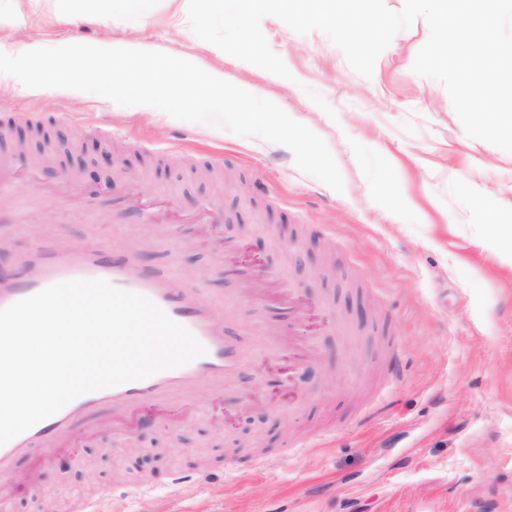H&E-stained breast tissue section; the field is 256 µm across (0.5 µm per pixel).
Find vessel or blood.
Segmentation results:
<instances>
[{
    "label": "vessel or blood",
    "mask_w": 512,
    "mask_h": 512,
    "mask_svg": "<svg viewBox=\"0 0 512 512\" xmlns=\"http://www.w3.org/2000/svg\"><path fill=\"white\" fill-rule=\"evenodd\" d=\"M73 279H104L117 288L147 297L186 327L204 346L206 353L186 366L84 394L54 416L0 446L1 488L13 478L14 464L19 457L36 445L47 453L63 447L86 415L103 408L122 414L136 412L152 403L190 401L202 385L223 390L244 362L241 351L215 322L217 311L224 306L223 300L173 287L166 277H139L130 256L108 257L106 247L100 244L88 243L54 251L34 271L19 280L0 282V308L55 283ZM302 322L301 310L296 305H289L282 320L264 330V343L283 347L286 336L295 335Z\"/></svg>",
    "instance_id": "b4317fda"
}]
</instances>
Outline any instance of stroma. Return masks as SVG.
Segmentation results:
<instances>
[{
	"mask_svg": "<svg viewBox=\"0 0 512 512\" xmlns=\"http://www.w3.org/2000/svg\"><path fill=\"white\" fill-rule=\"evenodd\" d=\"M187 8L148 0L135 16L126 0H0V52L109 38L188 53L322 137L344 190L258 137L0 82V163L13 186L0 277L40 247L143 248L149 276L230 299L224 327L251 351L224 391L146 408L125 434L101 411L70 449L32 448L0 512L87 495L103 512H512V267L484 240L485 224L512 225V213L480 205L512 202V153L470 138L445 87L413 72L427 21L399 31L366 78L322 32L264 17L287 80L199 39ZM146 206L156 224L144 223ZM279 275L318 353L296 393L287 350L256 335L284 310L271 293ZM313 436L316 447L291 454ZM204 468L214 473L204 489L176 485Z\"/></svg>",
	"mask_w": 512,
	"mask_h": 512,
	"instance_id": "1",
	"label": "stroma"
}]
</instances>
